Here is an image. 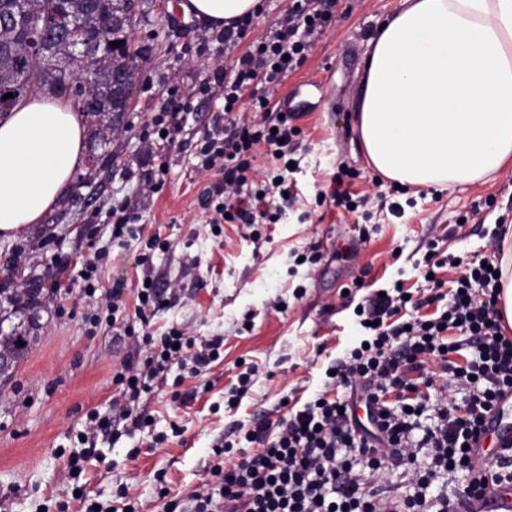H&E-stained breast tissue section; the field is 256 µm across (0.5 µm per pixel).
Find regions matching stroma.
<instances>
[{
	"instance_id": "35a3bbf8",
	"label": "stroma",
	"mask_w": 512,
	"mask_h": 512,
	"mask_svg": "<svg viewBox=\"0 0 512 512\" xmlns=\"http://www.w3.org/2000/svg\"><path fill=\"white\" fill-rule=\"evenodd\" d=\"M399 7L400 0H339L337 22L271 96L277 103L299 87L310 105L294 120L302 130L299 166L288 175L294 202L272 195L282 210L274 224L213 227L199 199L216 176L196 170L195 152L212 136L224 98L199 87L231 61L213 28L184 15L175 0H134L132 49L141 77L128 111L112 116L107 141H87L97 164L74 173L41 223L0 236V334L29 339L0 375V512H53L62 500L68 512H85L71 497L62 454L78 447L89 412H111L118 392L112 376L136 346L110 325L87 322L98 298L75 292L60 306L25 303L23 289L41 287L51 260L74 279L83 255L107 251L103 286L122 280L131 290L141 275L140 237L160 234L170 247L155 251L154 273L181 299L152 318V330L177 327L199 342L223 341L201 374L186 376L174 365L167 382H153L141 398L148 425L116 441L98 437L100 456L82 476L103 503L122 507L115 491L123 485L139 512H164L159 486L183 497L210 482L217 441L237 440L258 416L277 420L282 401L322 391L327 367L359 346L357 312L376 290L400 283L413 298H428L431 285L418 264L431 251L497 259L498 235L512 224V165L484 184L416 190L379 177L362 150L357 92L368 43ZM326 75L334 92L324 99L312 83ZM175 99L192 104L175 145L145 152L144 139ZM341 169L357 210L327 196ZM148 183L155 191L145 192ZM122 203L134 221L116 239L109 212ZM15 254L22 274L12 278L6 260ZM246 373L249 389L230 405ZM178 377L196 391L184 405L173 399Z\"/></svg>"
}]
</instances>
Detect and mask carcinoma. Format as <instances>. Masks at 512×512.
Instances as JSON below:
<instances>
[{
    "label": "carcinoma",
    "mask_w": 512,
    "mask_h": 512,
    "mask_svg": "<svg viewBox=\"0 0 512 512\" xmlns=\"http://www.w3.org/2000/svg\"><path fill=\"white\" fill-rule=\"evenodd\" d=\"M130 0H0V117L32 92L48 91L57 96L74 97L76 71L91 73L86 86L101 110L123 112L132 87L116 82L115 76L130 68L132 27ZM41 22V30L30 27L31 16ZM84 24L82 37L98 51L88 59L71 60L69 34L78 23ZM120 43L111 53L107 46ZM11 97L4 98L5 94ZM26 336H0V353L16 359L25 350L18 342Z\"/></svg>",
    "instance_id": "carcinoma-1"
}]
</instances>
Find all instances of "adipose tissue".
<instances>
[{
    "label": "adipose tissue",
    "mask_w": 512,
    "mask_h": 512,
    "mask_svg": "<svg viewBox=\"0 0 512 512\" xmlns=\"http://www.w3.org/2000/svg\"><path fill=\"white\" fill-rule=\"evenodd\" d=\"M260 0H184L222 28ZM358 125L386 178L445 188L484 181L512 162V0H401L369 43ZM83 117L47 96L0 120V234L38 224L85 162Z\"/></svg>",
    "instance_id": "obj_1"
}]
</instances>
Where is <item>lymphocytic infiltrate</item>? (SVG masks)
I'll return each instance as SVG.
<instances>
[{
    "label": "lymphocytic infiltrate",
    "mask_w": 512,
    "mask_h": 512,
    "mask_svg": "<svg viewBox=\"0 0 512 512\" xmlns=\"http://www.w3.org/2000/svg\"><path fill=\"white\" fill-rule=\"evenodd\" d=\"M335 0H294L285 21L264 39L235 56L224 76V138H211L198 152L199 172L218 170L209 190L216 203L210 225L259 224L269 212L271 191L286 192L282 176L291 170L289 141L299 136L293 113L269 111L267 96L252 98L250 110L239 107L244 91L274 86L306 59L316 38L333 18ZM280 161L264 185L254 183L258 155ZM151 235L138 258L143 281L137 290L134 314H127L123 283L101 289L97 278L105 251L83 258L85 273L79 292L101 296L107 323H123L126 335H140L143 356L122 361L112 382L118 388V416L96 412L88 416L86 445L70 453L66 472L74 480L72 496L87 500L78 479L97 454L98 436L120 438L148 421L140 410L143 394L154 380L165 379L171 364L192 374L216 360L221 346L214 339L195 346L185 332L173 328L161 336L148 329V313L177 301L176 289L162 286L149 267L152 253L165 249ZM499 280L486 266L467 267L454 281L440 312L429 318L400 320L406 293L372 295L361 310L367 324L364 343L332 364L322 393L288 410L277 425L262 422L244 435L252 451L241 452L232 465H215V486H203L188 496L168 500L165 512H470L489 484L512 486V468L489 459L485 474H477L469 448L480 436L484 419L498 400L512 393V338L505 336L497 307ZM464 352L463 362L452 356ZM433 360L447 374L423 369ZM354 399L340 396V389ZM364 405L358 416L356 405ZM434 407L437 422L415 438L418 420ZM430 449V461L420 464L418 453ZM401 468L415 492L405 495L383 480L386 466ZM459 471L463 480L453 491L436 490L442 473Z\"/></svg>",
    "instance_id": "lymphocytic-infiltrate-1"
}]
</instances>
